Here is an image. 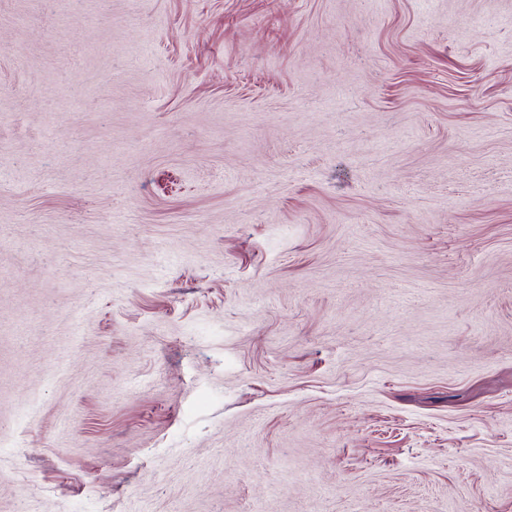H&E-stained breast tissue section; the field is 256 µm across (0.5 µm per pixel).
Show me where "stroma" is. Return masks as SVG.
<instances>
[{"label": "stroma", "instance_id": "35a3bbf8", "mask_svg": "<svg viewBox=\"0 0 512 512\" xmlns=\"http://www.w3.org/2000/svg\"><path fill=\"white\" fill-rule=\"evenodd\" d=\"M0 512H512V0H0Z\"/></svg>", "mask_w": 512, "mask_h": 512}]
</instances>
